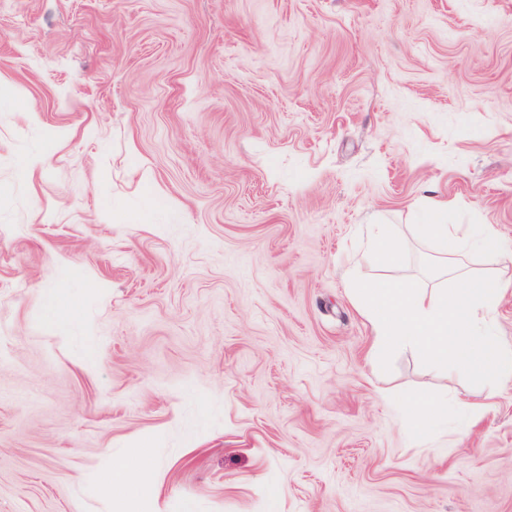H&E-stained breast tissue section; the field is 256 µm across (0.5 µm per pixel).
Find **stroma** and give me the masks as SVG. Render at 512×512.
<instances>
[{
  "label": "stroma",
  "instance_id": "1",
  "mask_svg": "<svg viewBox=\"0 0 512 512\" xmlns=\"http://www.w3.org/2000/svg\"><path fill=\"white\" fill-rule=\"evenodd\" d=\"M429 187L512 240V0H0V512H512V380L350 295ZM365 253L369 261L386 266L398 265L403 256L399 235L389 224H368ZM402 399L415 428L421 432L428 431L441 409L439 401L426 394L407 395ZM132 464L124 460L112 462L110 474V496L117 510L126 511L131 508L130 498L125 495L131 477Z\"/></svg>",
  "mask_w": 512,
  "mask_h": 512
}]
</instances>
